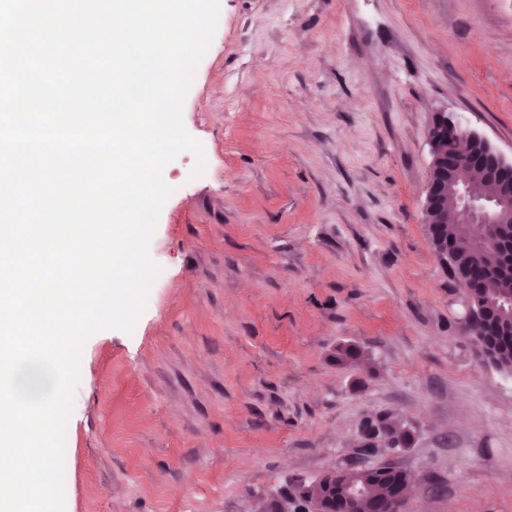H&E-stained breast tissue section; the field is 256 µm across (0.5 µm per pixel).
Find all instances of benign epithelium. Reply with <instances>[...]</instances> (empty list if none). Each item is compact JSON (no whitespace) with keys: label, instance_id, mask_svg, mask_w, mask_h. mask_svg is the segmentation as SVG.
<instances>
[{"label":"benign epithelium","instance_id":"obj_1","mask_svg":"<svg viewBox=\"0 0 512 512\" xmlns=\"http://www.w3.org/2000/svg\"><path fill=\"white\" fill-rule=\"evenodd\" d=\"M432 162L422 202L423 223L436 224L448 214V202L457 210L456 232L470 246L482 252H497L506 226L512 224V160L503 157L480 133L459 119L438 112L428 129ZM432 246L442 264L451 265L453 250L448 245V224L429 232ZM464 324L478 332L491 310L512 314V304L498 302L473 306L470 294L464 293ZM362 447L375 448L383 442L398 452L406 445L387 432L380 416L366 417L359 428ZM347 469L340 466L314 479L327 493L341 487L345 512H357L363 491L347 481ZM408 487L390 497L386 512H406Z\"/></svg>","mask_w":512,"mask_h":512}]
</instances>
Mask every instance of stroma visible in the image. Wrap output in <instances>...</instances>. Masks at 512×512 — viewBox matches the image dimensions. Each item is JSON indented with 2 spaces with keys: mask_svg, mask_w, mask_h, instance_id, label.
I'll return each mask as SVG.
<instances>
[{
  "mask_svg": "<svg viewBox=\"0 0 512 512\" xmlns=\"http://www.w3.org/2000/svg\"><path fill=\"white\" fill-rule=\"evenodd\" d=\"M438 112L512 156V0H220L183 109L206 170L166 165L147 309L84 346L64 512H274L379 413L407 512H512V373L422 222Z\"/></svg>",
  "mask_w": 512,
  "mask_h": 512,
  "instance_id": "1",
  "label": "stroma"
}]
</instances>
